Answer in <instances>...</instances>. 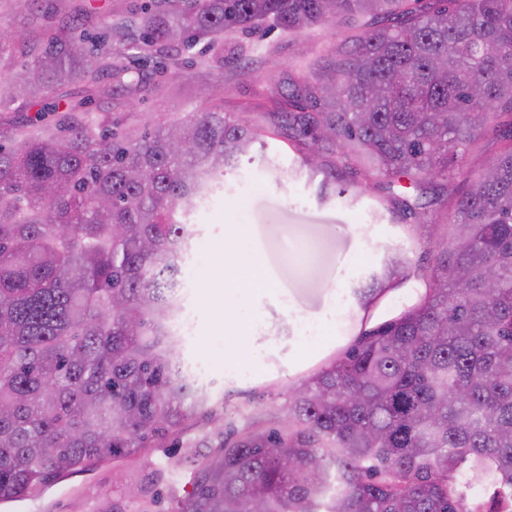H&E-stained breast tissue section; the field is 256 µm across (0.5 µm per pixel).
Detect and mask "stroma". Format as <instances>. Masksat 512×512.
I'll use <instances>...</instances> for the list:
<instances>
[{"mask_svg":"<svg viewBox=\"0 0 512 512\" xmlns=\"http://www.w3.org/2000/svg\"><path fill=\"white\" fill-rule=\"evenodd\" d=\"M136 0H0V28L30 30L38 41L43 30H59L70 20L71 6L86 10L93 23ZM349 28L325 25L303 36L278 30L244 36H224V62L205 73L190 69L186 80L161 95L141 94L139 111L165 117L172 109L202 112L216 105L225 111L254 108L286 112L288 82L297 78L306 60L331 51ZM249 68L248 81L236 77ZM266 160L246 165L224 178V193L193 218L192 249L185 262L189 288L182 296L192 322L184 344V359L202 369L201 381L210 390L213 405L224 413V425L244 426L248 417L265 414L282 404L325 361L340 355L355 330L358 308L346 298L336 322L300 343L296 328L285 317L281 303L260 299L267 286L280 288L295 309L319 313L330 304L332 280L339 261L353 264L342 290H349L377 269L395 249L416 263L432 261L439 241L425 230L400 223L386 202L383 189L345 202H320L317 180L293 175L295 153L286 137L267 139ZM239 334L253 339L243 361L254 367L250 379L239 381L224 372V339ZM166 467L157 489L185 492L195 459L184 449L143 448L129 458L105 461L68 475L62 486L27 499L17 512H140L139 502L127 499L123 484L128 475L148 479L156 467Z\"/></svg>","mask_w":512,"mask_h":512,"instance_id":"35a3bbf8","label":"stroma"}]
</instances>
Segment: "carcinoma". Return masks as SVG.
I'll use <instances>...</instances> for the list:
<instances>
[{
	"label": "carcinoma",
	"mask_w": 512,
	"mask_h": 512,
	"mask_svg": "<svg viewBox=\"0 0 512 512\" xmlns=\"http://www.w3.org/2000/svg\"><path fill=\"white\" fill-rule=\"evenodd\" d=\"M359 35L289 83L296 112H132L86 101L121 79L114 42L177 79L223 61L224 33ZM203 44L200 59L182 49ZM37 75L0 84V501L134 448H196L173 512H500L512 504V0H146L109 25L69 27ZM82 84L29 118L40 90ZM318 198L336 169L431 191L445 247L400 252L352 288L368 312L408 301L309 375L267 417L224 430L183 360L180 276L191 218L280 118ZM492 139L480 168L466 154ZM462 178L463 190L455 182ZM398 219L418 202L390 194ZM200 416L201 438L186 436ZM209 452L202 453L200 449ZM485 482L481 496L472 480Z\"/></svg>",
	"instance_id": "obj_1"
}]
</instances>
